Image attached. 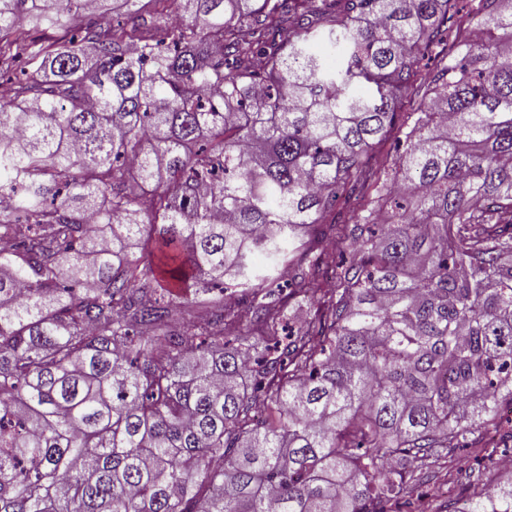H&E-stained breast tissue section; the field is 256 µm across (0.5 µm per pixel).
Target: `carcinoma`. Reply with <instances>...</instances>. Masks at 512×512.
<instances>
[{"mask_svg":"<svg viewBox=\"0 0 512 512\" xmlns=\"http://www.w3.org/2000/svg\"><path fill=\"white\" fill-rule=\"evenodd\" d=\"M104 2L0 0V512H389L512 401V0Z\"/></svg>","mask_w":512,"mask_h":512,"instance_id":"cac0c4a2","label":"carcinoma"}]
</instances>
